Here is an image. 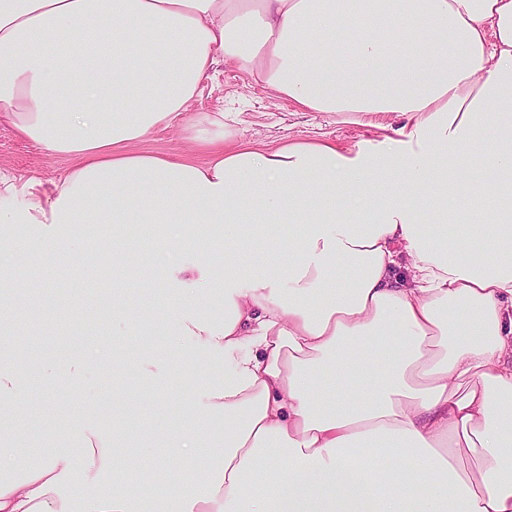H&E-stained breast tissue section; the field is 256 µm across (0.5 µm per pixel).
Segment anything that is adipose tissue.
I'll return each mask as SVG.
<instances>
[{
    "mask_svg": "<svg viewBox=\"0 0 512 512\" xmlns=\"http://www.w3.org/2000/svg\"><path fill=\"white\" fill-rule=\"evenodd\" d=\"M223 59L300 110L404 123L372 152L261 149L191 109ZM0 123L70 162L0 175L14 265L108 224L102 276L221 287L166 304L224 356L166 429L193 471L87 512H512V0H0ZM174 125L204 162L140 150ZM142 239L206 262L142 265ZM74 466L13 449L0 512H67Z\"/></svg>",
    "mask_w": 512,
    "mask_h": 512,
    "instance_id": "1",
    "label": "adipose tissue"
}]
</instances>
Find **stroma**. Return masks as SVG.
I'll return each mask as SVG.
<instances>
[{"label": "stroma", "instance_id": "35a3bbf8", "mask_svg": "<svg viewBox=\"0 0 512 512\" xmlns=\"http://www.w3.org/2000/svg\"><path fill=\"white\" fill-rule=\"evenodd\" d=\"M195 112L234 113L240 136L272 149L293 140H329L350 149H375L382 126L398 127L392 113L380 116L379 127L347 121L321 112H303L254 83L229 62H219L202 83V92L191 106ZM69 166L68 160L49 157L42 148L0 124V174L11 178L34 177L50 181ZM88 233L72 235L67 250L41 257L36 266L14 269L11 277L13 314L17 331L14 348L25 349L24 358L5 361L14 371L19 399L16 409L31 414L25 439L0 434V456L11 448H29L34 461L44 462L59 448H100L115 466L101 477L102 484L119 481L121 470L138 465L156 453L157 440L136 439L112 430V415L124 401H131L159 423L179 418L185 406L205 402L207 385L223 381L224 358L217 352L158 350L160 369L176 365L160 393L141 394L127 388L114 396L112 375L124 372L122 357L112 354V301L107 282L94 269L87 253ZM63 292L73 304L71 317H57L52 308L31 314L33 297L51 299Z\"/></svg>", "mask_w": 512, "mask_h": 512}]
</instances>
